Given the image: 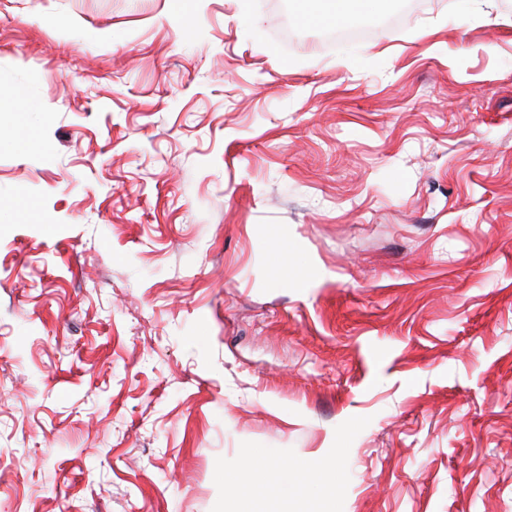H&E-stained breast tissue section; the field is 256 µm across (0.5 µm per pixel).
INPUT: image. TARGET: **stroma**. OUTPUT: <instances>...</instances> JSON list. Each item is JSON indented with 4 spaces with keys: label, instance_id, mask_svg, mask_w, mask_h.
I'll list each match as a JSON object with an SVG mask.
<instances>
[{
    "label": "stroma",
    "instance_id": "35a3bbf8",
    "mask_svg": "<svg viewBox=\"0 0 512 512\" xmlns=\"http://www.w3.org/2000/svg\"><path fill=\"white\" fill-rule=\"evenodd\" d=\"M0 0V512H512V0ZM297 16L301 21H317L336 25L350 21L353 16L376 8L378 0H300ZM346 467L336 455L324 459H315L297 465L281 463L274 474V483L281 487L285 496L301 495L307 498L321 496L325 500L323 512H334V497L331 491L346 477ZM315 473L319 480L311 483L309 474ZM226 494L232 502V508L229 512L280 511L275 509L265 480L229 484Z\"/></svg>",
    "mask_w": 512,
    "mask_h": 512
}]
</instances>
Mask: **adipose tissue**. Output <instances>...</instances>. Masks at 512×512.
<instances>
[{
  "instance_id": "1",
  "label": "adipose tissue",
  "mask_w": 512,
  "mask_h": 512,
  "mask_svg": "<svg viewBox=\"0 0 512 512\" xmlns=\"http://www.w3.org/2000/svg\"><path fill=\"white\" fill-rule=\"evenodd\" d=\"M377 4L378 0H299L297 16L303 21L336 25L372 11ZM345 477V465L332 456L297 465L282 463L275 471L274 482L287 496L322 497L323 512H334L332 492ZM227 495L232 502L230 512H276L266 482L235 483L229 485Z\"/></svg>"
}]
</instances>
